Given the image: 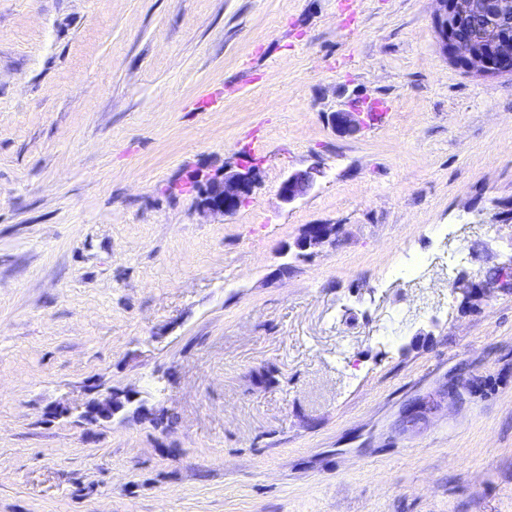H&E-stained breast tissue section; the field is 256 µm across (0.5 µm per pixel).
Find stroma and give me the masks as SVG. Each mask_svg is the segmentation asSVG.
Instances as JSON below:
<instances>
[{"label":"stroma","instance_id":"35a3bbf8","mask_svg":"<svg viewBox=\"0 0 512 512\" xmlns=\"http://www.w3.org/2000/svg\"><path fill=\"white\" fill-rule=\"evenodd\" d=\"M435 8L0 0V512H512V288L451 291L512 259V74ZM92 384L161 421L83 420ZM257 166L252 160L243 158L235 168L224 169L222 178L211 181L204 206L227 216L234 214L251 193ZM320 174L321 171L317 168L289 174L279 185L278 194L280 199L290 204L302 198L312 188L316 177ZM336 240V225L333 224H307L300 235L287 245V250L292 247L303 256H311L317 249L332 244Z\"/></svg>","mask_w":512,"mask_h":512}]
</instances>
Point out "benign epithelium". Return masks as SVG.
I'll return each instance as SVG.
<instances>
[{"label": "benign epithelium", "instance_id": "1", "mask_svg": "<svg viewBox=\"0 0 512 512\" xmlns=\"http://www.w3.org/2000/svg\"><path fill=\"white\" fill-rule=\"evenodd\" d=\"M434 14L443 48L461 68L479 75L512 73V0H435ZM336 130L344 135L360 131L363 120L356 112H336L332 116ZM257 164L243 158L234 168L224 170L222 177L211 181L204 198V206L229 216L247 200L255 181ZM317 168L296 171L279 185L278 194L285 203H292L312 188ZM336 240V225L307 224L300 235L287 245L303 256L313 253ZM495 284L476 285L458 280L451 292L468 299L475 293L494 289ZM136 402L138 392L108 390L99 393L85 404L86 414L110 421L118 414L119 400Z\"/></svg>", "mask_w": 512, "mask_h": 512}]
</instances>
